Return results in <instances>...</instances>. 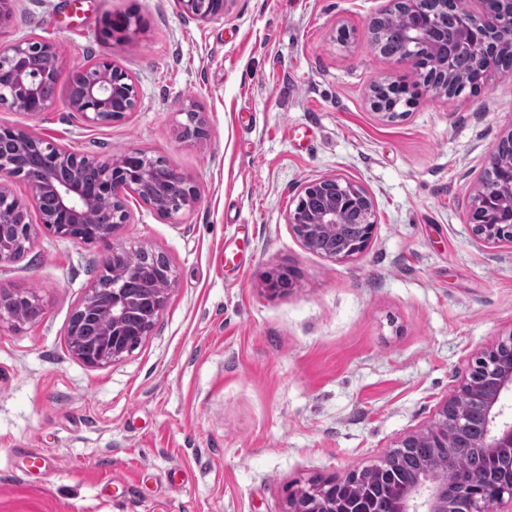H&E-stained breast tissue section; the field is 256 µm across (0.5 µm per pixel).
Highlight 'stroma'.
<instances>
[{
  "label": "stroma",
  "mask_w": 512,
  "mask_h": 512,
  "mask_svg": "<svg viewBox=\"0 0 512 512\" xmlns=\"http://www.w3.org/2000/svg\"><path fill=\"white\" fill-rule=\"evenodd\" d=\"M386 0H227L203 22L177 0H14L0 46L52 41L56 102L38 117L0 108L80 155L130 147L163 158L200 203L161 217L136 195L117 241L163 253L175 283L131 352L91 367L67 327L106 251L34 227L0 288L33 290L42 316L0 326V512H286L288 490L380 463L433 424L475 357L512 333V243L485 244L467 216L501 136L512 76L478 93L420 92L386 121L371 87L417 82L367 25ZM138 13L129 42L105 19ZM346 28L347 41L337 31ZM112 60L134 112L106 125L72 112L78 71ZM206 140L180 139L182 106ZM364 187L376 227L360 256L306 249L288 220L305 183ZM294 271L288 293L266 285ZM41 451L51 470L30 475Z\"/></svg>",
  "instance_id": "obj_1"
}]
</instances>
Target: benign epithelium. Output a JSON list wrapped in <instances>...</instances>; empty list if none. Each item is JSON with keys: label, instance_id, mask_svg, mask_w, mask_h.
<instances>
[{"label": "benign epithelium", "instance_id": "obj_1", "mask_svg": "<svg viewBox=\"0 0 512 512\" xmlns=\"http://www.w3.org/2000/svg\"><path fill=\"white\" fill-rule=\"evenodd\" d=\"M184 12L201 21L224 16L225 0H177ZM383 10L368 26L370 38H375L378 23L402 10L416 12L420 0H388ZM482 8L475 11L463 6L458 26L459 44L481 60L501 49L512 50V0H479ZM139 18L128 14L115 22L105 21L104 34L120 43L129 39L132 27ZM408 43L420 44L434 50L447 46V34L426 18L417 15L405 32ZM59 55L55 44L48 40L24 39L0 48V105L36 117L48 111L55 99L41 93L47 81L58 80ZM432 92L451 95L446 84L447 74H419ZM407 93L405 85L387 83L373 92L372 106L381 117L396 118L389 111L397 92ZM138 91L129 75L114 62L104 60L73 77L68 94L69 107L94 125L110 124L135 110ZM183 113L187 123L180 125L181 139L200 142L207 136L204 113L189 103ZM47 143L20 127H0V268L20 259L21 253L31 247L33 225L30 206H35L39 223L49 232L75 241L93 239L107 252L106 261L112 263V290L100 294L95 287L89 289L75 309L68 329L67 341L71 353L88 366H102L116 361L133 350L131 336L143 340L153 326L131 333L125 329V316L135 299L122 293L119 283L145 274V270L126 262L127 250L116 243L119 225L127 224L130 214L124 192L136 191L139 183L157 180L161 195L172 185L183 190V198L174 207L160 215L172 218L200 202L197 187L185 176L169 168L156 178L154 159L139 148H129L111 157L103 170L100 187L89 188L81 180L79 170L83 164L94 161L91 156H77L67 149L51 144L54 161L65 166L68 177L62 180L51 169L25 170L11 158L25 154ZM512 145V129L503 135L491 154V167L481 177L480 186L469 216L471 231L477 240L486 244L512 241V151L503 153V144ZM23 179L29 189V198L22 199L8 187V182ZM322 193L318 206L306 211L297 208L288 211V223L302 244L330 232L338 242L331 260H344L363 253L375 230L374 204L368 192L360 185L336 177L314 179L304 185L299 200L312 190ZM102 206L112 208L115 220L110 226L101 225L87 230L85 215ZM351 218L357 236L348 242L345 238V218ZM164 282L156 296L157 310H162L175 277L171 266L163 269ZM291 275L287 269H275L267 279L273 294L285 291L283 280ZM87 311L95 312L105 325L104 349L88 354L80 346L78 332L73 330L76 319ZM512 394V332L492 347L481 352L474 365L454 394L443 405L438 419L430 430L411 434L401 440L398 449L417 447L429 433H434L435 448L447 447L448 438L460 437L461 403L466 398H481L485 402L486 426L477 446L487 450L491 458L502 454L512 456V420L504 418V400ZM364 470H352L344 478H331L311 482L309 486L288 492V512H365L368 501L360 488ZM512 508V483L488 478L471 489L466 506L462 507L448 496L445 481L435 480L426 471L412 485L400 490L395 512H507Z\"/></svg>", "mask_w": 512, "mask_h": 512}]
</instances>
